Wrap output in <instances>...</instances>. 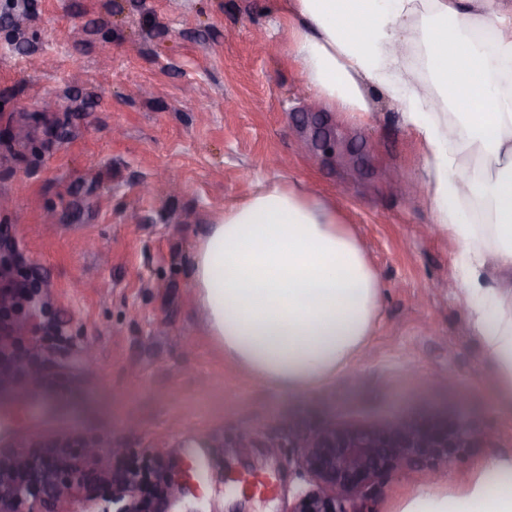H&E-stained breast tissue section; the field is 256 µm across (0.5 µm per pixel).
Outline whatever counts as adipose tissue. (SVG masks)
I'll return each instance as SVG.
<instances>
[{
    "instance_id": "obj_1",
    "label": "adipose tissue",
    "mask_w": 512,
    "mask_h": 512,
    "mask_svg": "<svg viewBox=\"0 0 512 512\" xmlns=\"http://www.w3.org/2000/svg\"><path fill=\"white\" fill-rule=\"evenodd\" d=\"M278 9L322 107L364 114L380 91L422 141L432 221L457 243L468 323L498 403L512 410V0H278ZM419 41L426 81L405 56ZM442 101L455 116L445 127ZM192 286L225 357L293 393L328 384L366 345L382 289L335 201L278 181L225 207L195 254ZM396 512H512V459L481 461L458 489L422 488Z\"/></svg>"
}]
</instances>
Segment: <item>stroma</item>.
<instances>
[{"instance_id": "1", "label": "stroma", "mask_w": 512, "mask_h": 512, "mask_svg": "<svg viewBox=\"0 0 512 512\" xmlns=\"http://www.w3.org/2000/svg\"><path fill=\"white\" fill-rule=\"evenodd\" d=\"M371 97L349 120L309 109L277 0H0V246L41 307L14 308L18 348L42 352L37 379L0 389V445L119 443L152 460L154 512H287L289 433L333 421L461 416L475 433L436 470L376 478L362 512L512 459L424 149ZM267 180L335 198L382 283L367 344L307 393L225 360L190 286L211 224ZM244 478L271 487L237 492Z\"/></svg>"}]
</instances>
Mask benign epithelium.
Returning a JSON list of instances; mask_svg holds the SVG:
<instances>
[{
  "mask_svg": "<svg viewBox=\"0 0 512 512\" xmlns=\"http://www.w3.org/2000/svg\"><path fill=\"white\" fill-rule=\"evenodd\" d=\"M15 289H0V333L15 322L4 312L14 307ZM17 337L0 338V385L19 374L36 376L28 359L15 357ZM474 432L462 419L442 423L400 418L388 424L329 423L307 436L292 434V461L307 483L288 512H360L355 497L379 474L410 461L428 468L449 461L470 446ZM85 471L62 447L29 448L0 454V512H52L57 497L84 489Z\"/></svg>",
  "mask_w": 512,
  "mask_h": 512,
  "instance_id": "obj_1",
  "label": "benign epithelium"
}]
</instances>
